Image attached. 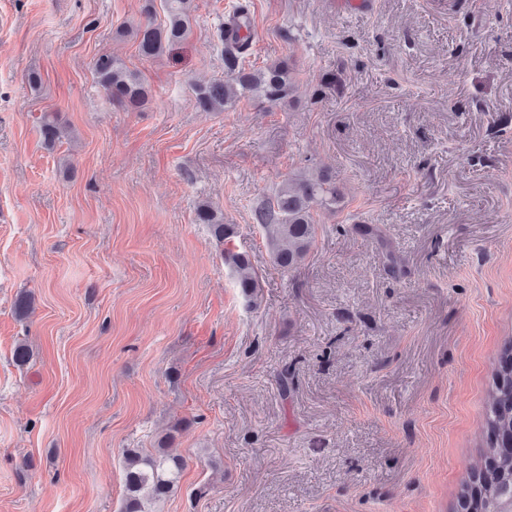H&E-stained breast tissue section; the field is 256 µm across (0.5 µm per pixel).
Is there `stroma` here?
Masks as SVG:
<instances>
[{
	"mask_svg": "<svg viewBox=\"0 0 512 512\" xmlns=\"http://www.w3.org/2000/svg\"><path fill=\"white\" fill-rule=\"evenodd\" d=\"M233 3L193 0L146 60L143 0H0V512H120L124 450L168 433L185 468L159 512H461L512 344V0H249L245 64L289 60L293 92L203 112ZM103 55L149 84L142 111ZM303 166L343 202L285 274L253 209ZM95 70L98 82L113 102L130 109H140L149 102V87L122 60L110 55L100 56L95 62ZM195 221L206 224L212 238L223 247L224 264L237 274V288L250 304L256 305L261 284L251 269L248 255L236 250L234 245V238L238 233L236 225L224 224V214L218 212L208 201L198 203Z\"/></svg>",
	"mask_w": 512,
	"mask_h": 512,
	"instance_id": "35a3bbf8",
	"label": "stroma"
}]
</instances>
